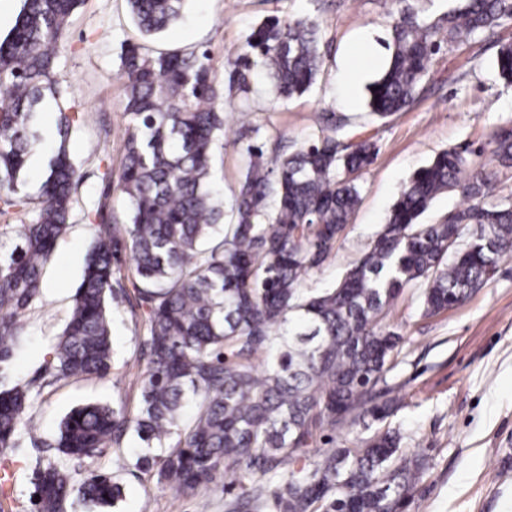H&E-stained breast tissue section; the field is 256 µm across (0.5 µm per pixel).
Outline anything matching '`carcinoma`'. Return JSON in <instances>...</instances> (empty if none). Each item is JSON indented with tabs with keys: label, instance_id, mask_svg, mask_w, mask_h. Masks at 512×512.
<instances>
[{
	"label": "carcinoma",
	"instance_id": "carcinoma-1",
	"mask_svg": "<svg viewBox=\"0 0 512 512\" xmlns=\"http://www.w3.org/2000/svg\"><path fill=\"white\" fill-rule=\"evenodd\" d=\"M146 37L176 25L186 0H126ZM81 0H23L0 42V193L31 210L18 242L0 244V450L26 428L33 383L14 379L18 317L42 298V266L56 249L79 181L66 148L74 96L56 80L60 41ZM512 21V0H462L438 17L406 4L391 29V55L371 83L370 114L382 120L415 99L442 46L489 40ZM320 26L308 13L272 17L245 37L228 74L240 112L252 110L259 71L282 101L307 93L323 66ZM195 49L120 55L128 125L112 191L122 217L99 227L75 305L45 371L53 378L104 375L112 364L109 299L117 252L133 261V286L146 309L141 406L91 403L59 425V458L36 471L37 512H65L75 489L71 462L92 460L134 432L147 452L135 466L179 495L219 472L267 479L274 512H405L426 469L381 400L404 336L385 320L405 289H419L421 314L465 302L512 255V201L496 196L489 165L512 167V119L492 132L489 163L456 149L438 153L403 186L368 251L327 288L301 289L335 254L361 200L359 178L379 148L352 141L350 117L325 125L286 151L242 125L248 164L229 209L213 188L212 157L224 130V98ZM498 81L512 86V42L498 44ZM60 112L59 146L31 206L20 176L37 142L33 124L46 98ZM458 191L469 204L436 224L420 223L433 200ZM264 356L262 368L253 359ZM352 437L314 455L307 470L284 472L314 448L317 432ZM163 448L160 457L148 453ZM78 489L85 504L113 505L114 478L99 471Z\"/></svg>",
	"mask_w": 512,
	"mask_h": 512
}]
</instances>
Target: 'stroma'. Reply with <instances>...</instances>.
Segmentation results:
<instances>
[{
  "label": "stroma",
  "mask_w": 512,
  "mask_h": 512,
  "mask_svg": "<svg viewBox=\"0 0 512 512\" xmlns=\"http://www.w3.org/2000/svg\"><path fill=\"white\" fill-rule=\"evenodd\" d=\"M398 8L397 0H187L176 27L146 41L129 20L126 0H82L60 47L57 71L61 84L76 86L66 144L80 181L72 218L43 270L42 299L19 317L16 376L28 382L43 375L73 310L97 227L126 208L112 190L127 128L120 105L123 44L207 51L220 80L255 25L303 10L318 19L324 64L312 92L283 106L264 91L254 121L267 140L301 139L315 130L319 112L332 111L354 116L356 136L371 137L379 147L360 177L361 202L344 239L306 280L307 287L322 288L368 249L417 170L441 151L486 147L493 128L512 118V88L496 80L495 49L486 43L442 49L409 109L383 120L370 117L365 82L343 87L340 64L355 41L385 47ZM238 131V109L231 103L212 161L215 185L227 199L246 165L234 143ZM115 289L109 372L59 379L35 398L27 415L30 433L0 455L15 471L11 483L0 486V512H32L33 473L54 459L59 424L71 410L96 402L131 414L139 410L138 360L147 322L132 286L130 258L121 262ZM387 322L406 338L388 377L389 396L400 406L393 424L430 461L407 512H512V257L462 305L436 316H421L416 289H407ZM139 447L129 434L81 465V472H106L121 484V501L105 512H234L252 488L220 474L190 496L159 489L155 476L135 466Z\"/></svg>",
  "instance_id": "obj_1"
}]
</instances>
